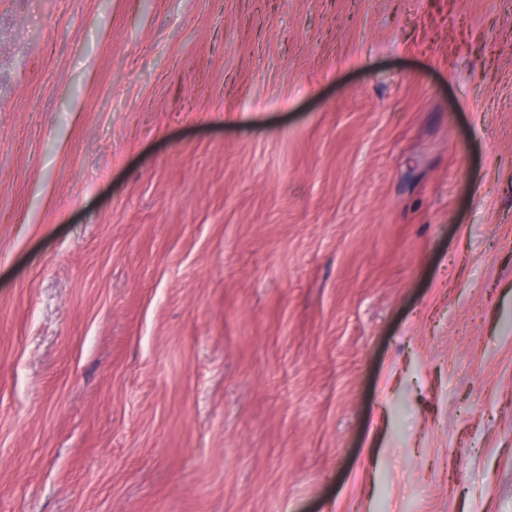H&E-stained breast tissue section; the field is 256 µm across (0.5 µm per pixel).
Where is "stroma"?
I'll use <instances>...</instances> for the list:
<instances>
[{"label":"stroma","mask_w":512,"mask_h":512,"mask_svg":"<svg viewBox=\"0 0 512 512\" xmlns=\"http://www.w3.org/2000/svg\"><path fill=\"white\" fill-rule=\"evenodd\" d=\"M0 512H512V0H0Z\"/></svg>","instance_id":"obj_1"}]
</instances>
